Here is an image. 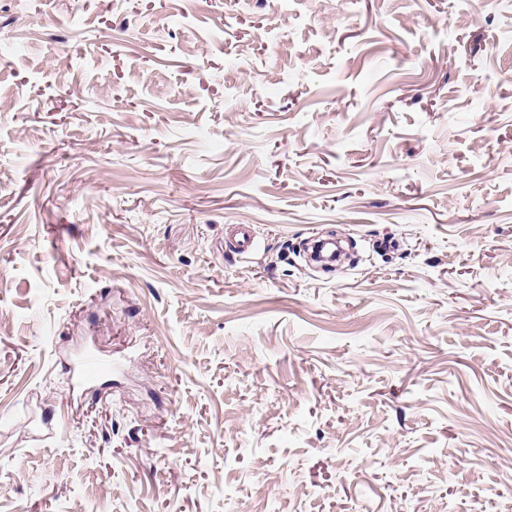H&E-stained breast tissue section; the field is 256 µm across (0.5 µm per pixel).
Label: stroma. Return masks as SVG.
<instances>
[{
  "mask_svg": "<svg viewBox=\"0 0 512 512\" xmlns=\"http://www.w3.org/2000/svg\"><path fill=\"white\" fill-rule=\"evenodd\" d=\"M0 512H512V5L0 0ZM228 245L237 255L250 254L256 246V236L253 226L250 224H230L226 228ZM77 383L84 389L93 388L112 370L110 362L102 359L94 350H88L73 368Z\"/></svg>",
  "mask_w": 512,
  "mask_h": 512,
  "instance_id": "35a3bbf8",
  "label": "stroma"
}]
</instances>
